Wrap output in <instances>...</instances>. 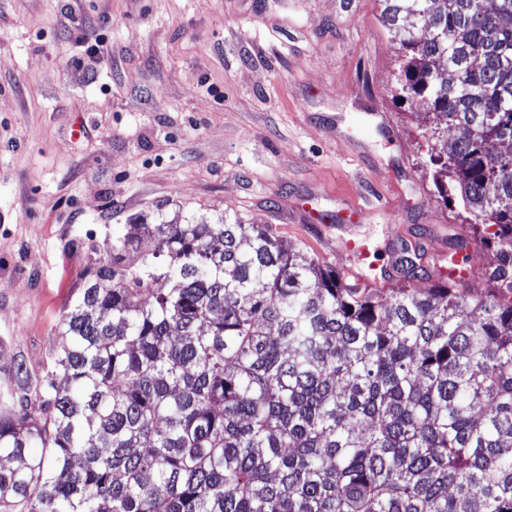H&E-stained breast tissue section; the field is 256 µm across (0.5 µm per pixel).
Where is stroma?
<instances>
[{
    "label": "stroma",
    "mask_w": 512,
    "mask_h": 512,
    "mask_svg": "<svg viewBox=\"0 0 512 512\" xmlns=\"http://www.w3.org/2000/svg\"><path fill=\"white\" fill-rule=\"evenodd\" d=\"M380 10L0 0V386L47 368L85 273L135 216L265 224L351 283L350 238L392 288L487 263L435 192L420 114L394 98ZM353 209L361 222H345Z\"/></svg>",
    "instance_id": "obj_1"
}]
</instances>
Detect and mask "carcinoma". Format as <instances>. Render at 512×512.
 <instances>
[{
    "mask_svg": "<svg viewBox=\"0 0 512 512\" xmlns=\"http://www.w3.org/2000/svg\"><path fill=\"white\" fill-rule=\"evenodd\" d=\"M380 2L492 287L383 295L265 224L135 217L0 391V512H512V0Z\"/></svg>",
    "mask_w": 512,
    "mask_h": 512,
    "instance_id": "obj_1",
    "label": "carcinoma"
}]
</instances>
